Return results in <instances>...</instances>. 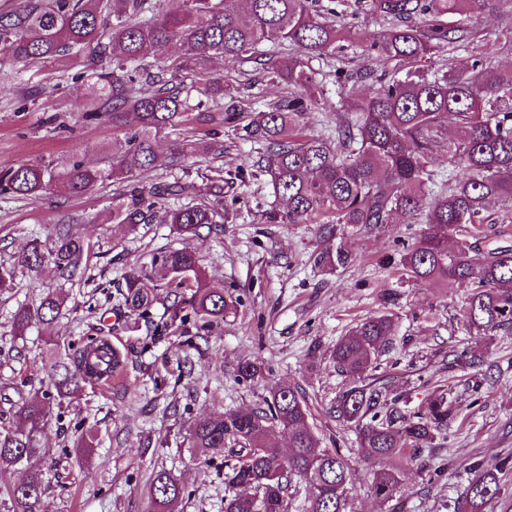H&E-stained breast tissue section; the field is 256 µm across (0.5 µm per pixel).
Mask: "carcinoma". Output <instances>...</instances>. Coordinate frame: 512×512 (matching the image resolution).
<instances>
[{
	"instance_id": "1",
	"label": "carcinoma",
	"mask_w": 512,
	"mask_h": 512,
	"mask_svg": "<svg viewBox=\"0 0 512 512\" xmlns=\"http://www.w3.org/2000/svg\"><path fill=\"white\" fill-rule=\"evenodd\" d=\"M158 2L22 0L19 8L0 13V54L16 63L66 52L86 54L95 81L89 85L90 106L83 119L97 122L110 115L112 125L125 134L102 163L76 155L60 171L34 164L1 169L0 193L37 196L60 186L68 195L80 196L108 179L119 180L127 190L112 203L114 224L134 231L160 219L175 225L186 240L204 230H222L224 169L214 170L201 184L179 179L143 184L160 148L159 133L197 120L183 84L147 73L143 61L175 43L181 55L173 70L194 78L208 76L210 62L218 57L233 66L253 64L270 80L288 84V95L254 112L237 89H226L218 80L210 88L223 100L217 107L220 123L235 125L242 139L263 146V172L287 207L269 213V221L318 223L329 242L337 238L341 224L372 231L401 216L417 220L427 230L403 247V274L421 284L449 281L467 289L462 323L469 333L512 331V243L479 247L489 204L512 201V67L493 65L467 24L475 13L512 16V0H366L369 15L392 24L386 36L372 38L368 50L409 70L402 79L385 71H361L373 82V91L346 109L336 108L334 141L301 132L306 112L327 107L310 62L336 54L344 49L343 42L351 41L350 30L334 20V9L320 10L319 0H183L182 8L164 12ZM446 15L457 17L456 23H442ZM264 41L288 47L295 59L280 66L260 52ZM450 45L471 51L469 63L432 70L434 55ZM450 116L456 135L448 141V162L466 177L450 173L435 189L430 164ZM201 149L224 153L217 140L182 145L186 154ZM172 198L189 202L170 210L166 205ZM51 236L47 249L35 238L27 241L21 267L51 265L68 281L82 280L97 256L95 245L72 224L54 225ZM352 262L340 243L316 256V263L330 270ZM151 265L173 295L166 307L169 324L190 314L202 329L224 321L233 301L224 297V289L207 285L192 247L161 252ZM117 301L127 313L144 318L155 297L144 275L134 271L124 278ZM63 307V299L49 292L36 309L18 308L15 335L24 336L35 321L58 319ZM395 331V315L384 311L352 327L332 354L336 372L349 384L336 395L330 414L358 430L366 459L384 463L408 451L416 459L436 440L446 439L455 414L443 386L432 391L423 408L412 410L383 378L366 381L379 355L393 345ZM123 365L119 349L92 337L72 353L57 352L42 360L41 397L5 398L17 425L0 426V472L28 471L24 480L6 487L9 512H42L47 486L37 463L46 458L47 449L39 434L53 406H62L84 384L112 378ZM260 373L259 363L250 359L236 369L243 381ZM276 427L290 435L286 454L273 438ZM189 440L193 448L227 449L236 457L226 474L235 492L224 498V512H288L291 489L301 483L309 489L304 512H349L348 464L336 450L320 446L306 399L290 385H272L261 406L198 418ZM400 487V471L391 467L376 477L371 494L388 501ZM184 492L171 472L154 471L150 512H178ZM503 494L496 473L479 471L467 487L464 512H487Z\"/></svg>"
}]
</instances>
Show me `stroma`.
I'll return each mask as SVG.
<instances>
[{
	"mask_svg": "<svg viewBox=\"0 0 512 512\" xmlns=\"http://www.w3.org/2000/svg\"><path fill=\"white\" fill-rule=\"evenodd\" d=\"M321 3L335 9L355 39L342 55L315 60L313 66L326 76L330 103L351 104L371 91V82L355 73L379 68L364 48L389 24L365 15L357 0ZM340 70L345 80H336ZM210 72L241 87L261 110L288 92L248 65L239 70L218 59ZM87 86L82 56L24 66L0 57V169L37 163L60 169L77 151L90 158L111 154L117 136L111 121L82 120ZM202 133L197 123L162 133L148 179L170 181L183 170L198 179L217 167L240 171L233 189L236 211L216 234L187 242L172 225L160 223L129 231L112 221V201L120 189L112 182L78 197L61 191L0 194L1 264H17L29 239L47 241L52 225L68 220L99 252L82 282H65L43 267L18 274L12 288L0 292V395L19 385L28 393L38 388L33 368L48 344L68 349L92 326L125 358L111 383L85 386L44 427L40 442L50 450L51 465L44 470L43 512H148L149 478L158 468L186 486L181 512H224L225 455L191 447L188 427L202 415L260 404L276 383L303 393L323 446L336 449L348 463L351 512H456L472 469L496 470L512 459V332L489 339L467 335L458 323L465 288L425 286L402 277V245L422 230L406 219L372 233L344 227L342 242L355 261L324 271L315 261L324 246L317 224L268 222L266 214L277 202L266 176L252 173L260 157L257 144L221 127L217 138L223 154L201 152L185 157L182 170L172 167L171 156L183 141ZM187 244L200 254L210 286L223 289L235 303L223 322L201 332L190 320L154 333L143 320L104 313L105 287L123 283L137 269L149 272L156 285L158 301L150 314L162 322L167 291L157 285L151 258ZM50 291L65 296L62 317L15 336L17 308L37 307ZM385 310L398 317L397 345L379 357L376 375L407 394L415 409L437 386L448 385L456 415L439 447L403 464L400 493L379 502L370 488L381 463L362 457L354 430L330 418L328 408L345 383L332 363L336 341L358 321ZM244 359L259 361L262 377L236 380ZM78 430L93 435L89 450L75 447Z\"/></svg>",
	"mask_w": 512,
	"mask_h": 512,
	"instance_id": "35a3bbf8",
	"label": "stroma"
}]
</instances>
